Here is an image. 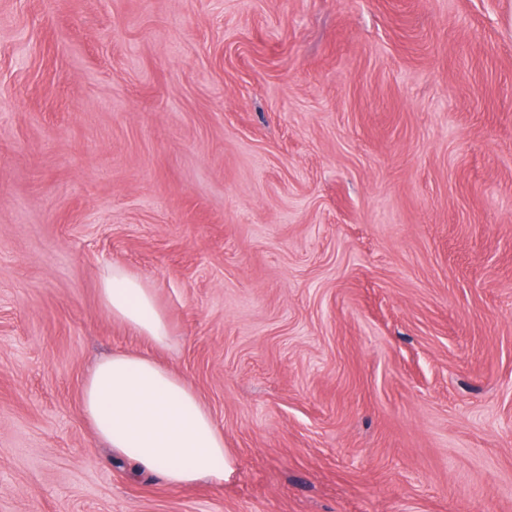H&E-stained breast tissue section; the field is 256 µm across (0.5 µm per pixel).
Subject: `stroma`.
Returning <instances> with one entry per match:
<instances>
[{
	"label": "stroma",
	"instance_id": "obj_1",
	"mask_svg": "<svg viewBox=\"0 0 512 512\" xmlns=\"http://www.w3.org/2000/svg\"><path fill=\"white\" fill-rule=\"evenodd\" d=\"M118 349L228 480L95 439ZM0 512H512V0H0ZM100 299L112 318L124 323L149 344L167 346L170 340L167 320L158 309L151 288H145L124 268L112 266L106 272ZM80 411L115 455L174 488L233 472L224 433L194 388L150 355L116 350L99 360L83 380Z\"/></svg>",
	"mask_w": 512,
	"mask_h": 512
}]
</instances>
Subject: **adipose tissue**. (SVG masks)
<instances>
[{"mask_svg": "<svg viewBox=\"0 0 512 512\" xmlns=\"http://www.w3.org/2000/svg\"><path fill=\"white\" fill-rule=\"evenodd\" d=\"M100 299L149 344L167 346V320L151 289L124 268L106 272ZM80 411L115 455L169 486L221 481L233 471L224 434L194 388L150 355L116 350L99 360L83 380Z\"/></svg>", "mask_w": 512, "mask_h": 512, "instance_id": "1", "label": "adipose tissue"}]
</instances>
